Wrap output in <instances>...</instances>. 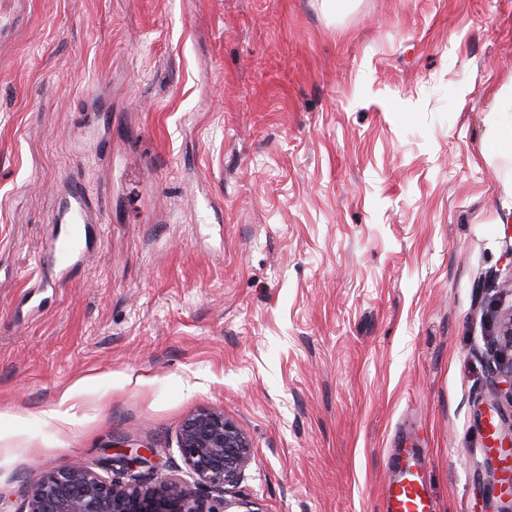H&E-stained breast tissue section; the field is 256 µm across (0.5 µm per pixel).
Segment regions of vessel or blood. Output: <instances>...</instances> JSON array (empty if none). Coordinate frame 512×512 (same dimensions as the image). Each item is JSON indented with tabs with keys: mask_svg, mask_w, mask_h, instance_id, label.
I'll return each mask as SVG.
<instances>
[{
	"mask_svg": "<svg viewBox=\"0 0 512 512\" xmlns=\"http://www.w3.org/2000/svg\"><path fill=\"white\" fill-rule=\"evenodd\" d=\"M96 221L81 183L67 182L59 191L51 213L50 222L57 231L45 248L46 255L58 265H68L83 248L85 225ZM382 512H435L425 467L416 449L395 450L383 490Z\"/></svg>",
	"mask_w": 512,
	"mask_h": 512,
	"instance_id": "1",
	"label": "vessel or blood"
}]
</instances>
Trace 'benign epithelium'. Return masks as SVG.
<instances>
[{
  "mask_svg": "<svg viewBox=\"0 0 512 512\" xmlns=\"http://www.w3.org/2000/svg\"><path fill=\"white\" fill-rule=\"evenodd\" d=\"M498 333L502 353L509 356L506 383L512 394V308L502 316ZM179 449L195 482L215 494L223 510L214 509L182 481H108L92 466L73 463L36 476L18 512H260L234 491L251 460L252 446L224 412L202 409L187 418ZM502 450L506 458L500 477L506 483L504 496L512 498V439L504 440ZM156 455L154 448L119 447L105 463L128 472L148 466Z\"/></svg>",
  "mask_w": 512,
  "mask_h": 512,
  "instance_id": "obj_1",
  "label": "benign epithelium"
}]
</instances>
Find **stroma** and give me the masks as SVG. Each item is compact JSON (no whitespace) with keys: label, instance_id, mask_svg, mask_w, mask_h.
Listing matches in <instances>:
<instances>
[{"label":"stroma","instance_id":"stroma-1","mask_svg":"<svg viewBox=\"0 0 512 512\" xmlns=\"http://www.w3.org/2000/svg\"><path fill=\"white\" fill-rule=\"evenodd\" d=\"M510 82L512 0H0V512L117 442L188 478L204 407L263 512H382L402 442L436 512H507ZM70 177L102 221L58 281ZM487 137L483 155L487 161L510 162V177L507 175L504 189L512 192V83L503 86L495 96L491 109L483 119ZM498 333L500 346L502 348L501 352L508 357V369L505 373L507 374L506 383L509 386L508 389L512 399V308L502 316L499 323Z\"/></svg>","mask_w":512,"mask_h":512}]
</instances>
